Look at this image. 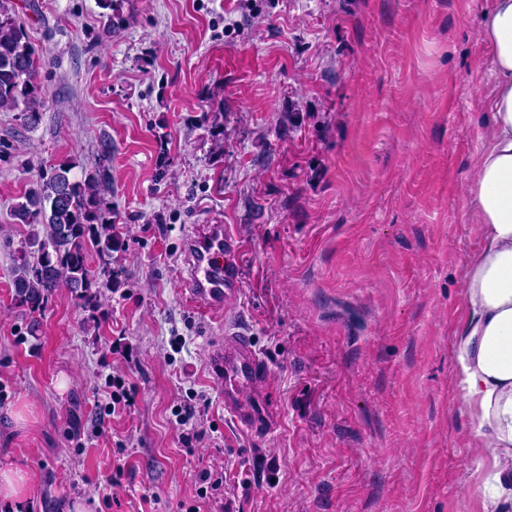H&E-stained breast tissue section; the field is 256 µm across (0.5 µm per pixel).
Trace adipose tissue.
Segmentation results:
<instances>
[{"label":"adipose tissue","instance_id":"obj_1","mask_svg":"<svg viewBox=\"0 0 512 512\" xmlns=\"http://www.w3.org/2000/svg\"><path fill=\"white\" fill-rule=\"evenodd\" d=\"M481 37L492 63L491 130L468 200L484 231L466 270L469 316L455 357L461 399L491 459L484 512H512V0H492Z\"/></svg>","mask_w":512,"mask_h":512}]
</instances>
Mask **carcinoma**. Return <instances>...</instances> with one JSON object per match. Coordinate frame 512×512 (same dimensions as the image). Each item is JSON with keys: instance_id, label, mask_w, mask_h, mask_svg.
<instances>
[{"instance_id": "obj_1", "label": "carcinoma", "mask_w": 512, "mask_h": 512, "mask_svg": "<svg viewBox=\"0 0 512 512\" xmlns=\"http://www.w3.org/2000/svg\"><path fill=\"white\" fill-rule=\"evenodd\" d=\"M99 7L107 21L106 32L123 22L118 0H99ZM40 65L9 0H0V110L11 111L23 105L27 121H37L42 103ZM69 172L64 163L54 167L13 207L16 223L46 227L45 237L34 231L24 240L14 269V300L31 314L27 330L32 336L40 331L36 313L56 288L64 285L83 297L92 287L90 252L110 257L116 248L111 211L104 199L111 183L109 167L103 164L81 181L70 179ZM34 247L38 257L32 262Z\"/></svg>"}]
</instances>
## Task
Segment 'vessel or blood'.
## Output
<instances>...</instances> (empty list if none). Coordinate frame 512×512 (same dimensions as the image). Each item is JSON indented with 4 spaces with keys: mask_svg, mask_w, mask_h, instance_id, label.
<instances>
[{
    "mask_svg": "<svg viewBox=\"0 0 512 512\" xmlns=\"http://www.w3.org/2000/svg\"><path fill=\"white\" fill-rule=\"evenodd\" d=\"M241 250V242L227 226L196 227L185 242L183 295L188 306L223 324V340L207 349V371L223 393L225 415L241 432L256 435L276 428L279 415L274 399L254 389L267 370L264 359L226 311L238 293L230 257Z\"/></svg>",
    "mask_w": 512,
    "mask_h": 512,
    "instance_id": "vessel-or-blood-1",
    "label": "vessel or blood"
}]
</instances>
